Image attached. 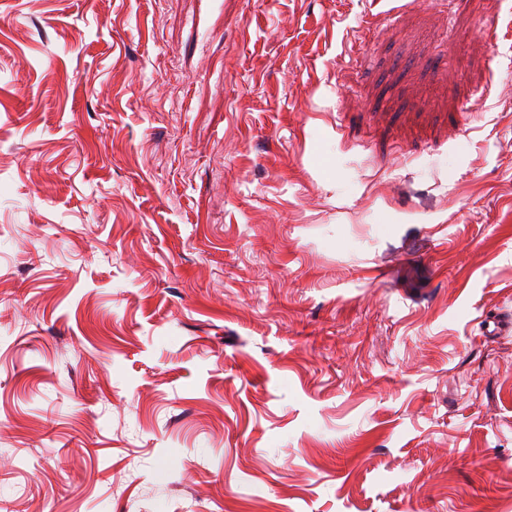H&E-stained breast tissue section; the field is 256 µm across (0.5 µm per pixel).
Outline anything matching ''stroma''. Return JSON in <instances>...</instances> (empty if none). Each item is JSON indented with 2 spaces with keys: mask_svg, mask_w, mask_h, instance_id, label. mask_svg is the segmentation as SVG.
Wrapping results in <instances>:
<instances>
[{
  "mask_svg": "<svg viewBox=\"0 0 512 512\" xmlns=\"http://www.w3.org/2000/svg\"><path fill=\"white\" fill-rule=\"evenodd\" d=\"M0 512H512V0H0Z\"/></svg>",
  "mask_w": 512,
  "mask_h": 512,
  "instance_id": "obj_1",
  "label": "stroma"
}]
</instances>
